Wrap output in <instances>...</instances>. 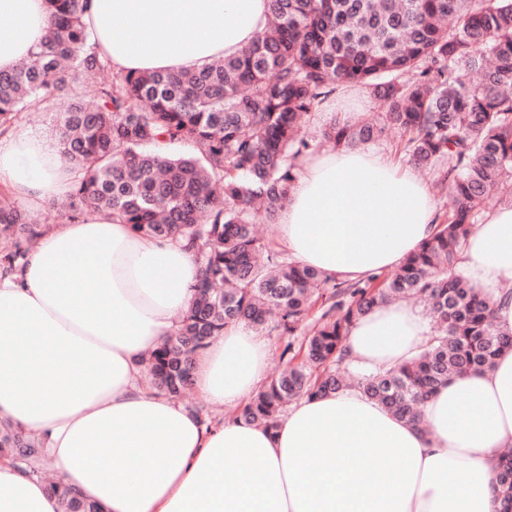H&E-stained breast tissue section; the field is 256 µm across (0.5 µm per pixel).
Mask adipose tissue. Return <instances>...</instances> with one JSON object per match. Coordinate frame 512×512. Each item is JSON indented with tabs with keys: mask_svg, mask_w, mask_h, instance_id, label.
Listing matches in <instances>:
<instances>
[{
	"mask_svg": "<svg viewBox=\"0 0 512 512\" xmlns=\"http://www.w3.org/2000/svg\"><path fill=\"white\" fill-rule=\"evenodd\" d=\"M269 0H88L84 20L118 72L199 68L268 25ZM46 0H0V70L43 43ZM74 174L55 139L0 140V185L34 205L66 198ZM435 200L408 165L368 147L303 158L277 242L301 265L356 281L401 266L433 233ZM476 286L512 284V205L476 224L460 254ZM194 249L135 234L108 213L46 231L21 272L0 270V418L42 442L62 482L103 512H500L495 465L512 447V350L453 376L415 426L350 387L302 399L275 429L208 422L146 382L145 360L188 307ZM429 321L398 303L350 327L351 369L420 354ZM266 339L230 324L196 358L213 406L248 402ZM0 512H60L45 483L0 460Z\"/></svg>",
	"mask_w": 512,
	"mask_h": 512,
	"instance_id": "obj_1",
	"label": "adipose tissue"
}]
</instances>
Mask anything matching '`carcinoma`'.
Listing matches in <instances>:
<instances>
[{
    "instance_id": "cac0c4a2",
    "label": "carcinoma",
    "mask_w": 512,
    "mask_h": 512,
    "mask_svg": "<svg viewBox=\"0 0 512 512\" xmlns=\"http://www.w3.org/2000/svg\"><path fill=\"white\" fill-rule=\"evenodd\" d=\"M52 26L39 50L0 72V135L33 99L56 109L61 154L81 174L67 218L104 211L143 236L185 238L202 277L177 333L146 359L150 382L180 397L196 356L232 323L286 338L283 368L235 419L273 428L293 401L356 385L395 415L421 408L453 374L492 367L512 349L494 325L495 293L458 266L491 191L512 196V0H270L273 26L239 54L201 69L117 73L90 42L87 0H48ZM476 73L475 84L463 81ZM365 86L383 111L333 122L321 139L358 147L400 131L396 151L448 191L430 239L390 276L350 281L291 260L256 230L287 202L312 108L336 84ZM188 143L197 153L166 147ZM42 233L0 192V268L18 271ZM398 298L425 303L433 342L413 360L349 377L351 325ZM42 476L40 442L0 421V458ZM501 512H512V453L497 462ZM61 512H103L47 483Z\"/></svg>"
}]
</instances>
